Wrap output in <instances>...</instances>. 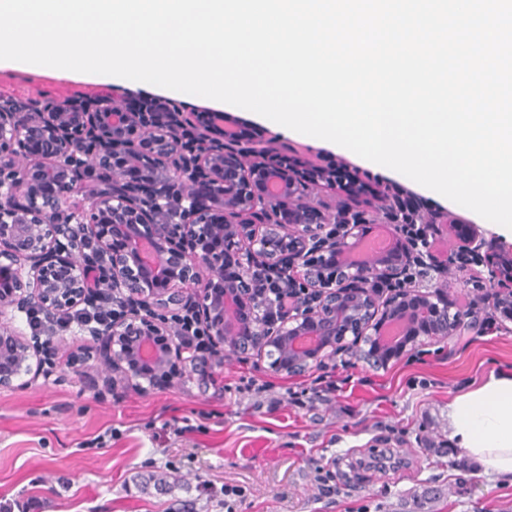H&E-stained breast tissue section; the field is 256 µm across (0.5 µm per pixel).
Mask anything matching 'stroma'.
<instances>
[{"mask_svg": "<svg viewBox=\"0 0 512 512\" xmlns=\"http://www.w3.org/2000/svg\"><path fill=\"white\" fill-rule=\"evenodd\" d=\"M112 90L33 64L0 69V101L41 105ZM230 114L308 167L342 158L241 109ZM423 198L421 217L437 221L436 253L455 250L459 228L472 223L496 241L490 221L435 193ZM488 281L473 262L449 277L448 300L468 329L421 339L382 367L340 352L299 374L275 373L251 351L210 376L161 387L104 367L102 339L75 326L32 333L25 308H10L0 323L29 346L31 370L0 387V512L31 500L37 512H225L228 486L245 492L235 512H512V484L472 475L448 451L449 399L490 371H512V324L486 330L489 309L473 301V283ZM326 374L333 394L303 408L286 403L287 389L314 388ZM244 377L256 389L241 388ZM382 450L392 458L379 469ZM330 469L336 491L325 495L317 476ZM158 473L169 490L154 488Z\"/></svg>", "mask_w": 512, "mask_h": 512, "instance_id": "obj_1", "label": "stroma"}]
</instances>
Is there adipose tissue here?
Segmentation results:
<instances>
[{
  "label": "adipose tissue",
  "mask_w": 512,
  "mask_h": 512,
  "mask_svg": "<svg viewBox=\"0 0 512 512\" xmlns=\"http://www.w3.org/2000/svg\"><path fill=\"white\" fill-rule=\"evenodd\" d=\"M448 437L477 475L512 484V372H493L448 404Z\"/></svg>",
  "instance_id": "adipose-tissue-1"
}]
</instances>
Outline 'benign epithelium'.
I'll use <instances>...</instances> for the list:
<instances>
[{
    "label": "benign epithelium",
    "mask_w": 512,
    "mask_h": 512,
    "mask_svg": "<svg viewBox=\"0 0 512 512\" xmlns=\"http://www.w3.org/2000/svg\"><path fill=\"white\" fill-rule=\"evenodd\" d=\"M183 131L179 113L159 123L127 111L120 94L42 112L0 107V313L34 306L63 318L87 292L85 265L106 267L98 288L139 306L104 332V362L135 385L148 369L195 364L176 343L184 318L157 317L185 297L194 299L186 315L215 344L214 368L249 348L266 354L274 372H301L341 350L381 361L395 346L385 339L392 324L403 352L415 331L438 340L464 327V314L450 313L451 256L409 244L394 222L385 225L388 251L349 262L376 222L336 170L310 180L297 163L284 174L277 146L257 148L227 132L217 135L224 148L204 139L187 153ZM129 168L142 169L150 193L131 191ZM308 182L329 184L354 204L327 215L300 194ZM85 187L95 191L74 205ZM116 236L125 240L119 252ZM215 241L238 258L234 286H223ZM459 246L488 260L493 312L512 322V247L487 243L474 227ZM416 268L438 278L417 290ZM267 288L295 290L298 300L274 318ZM29 368L28 347L0 325V386Z\"/></svg>",
    "instance_id": "obj_1"
}]
</instances>
